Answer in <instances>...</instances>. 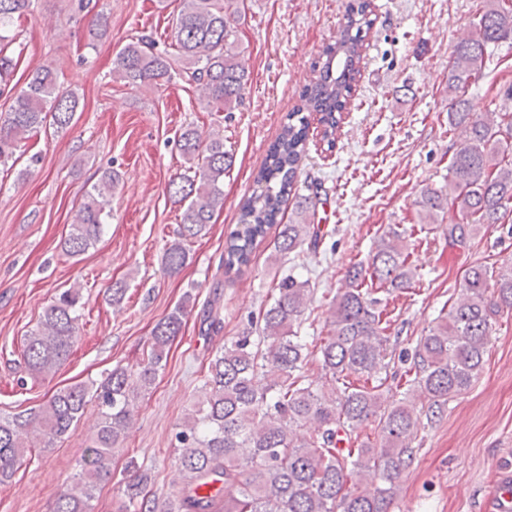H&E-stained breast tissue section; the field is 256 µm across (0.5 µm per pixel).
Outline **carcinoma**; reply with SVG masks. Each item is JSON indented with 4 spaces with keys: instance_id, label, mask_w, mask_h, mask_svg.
Listing matches in <instances>:
<instances>
[{
    "instance_id": "1",
    "label": "carcinoma",
    "mask_w": 512,
    "mask_h": 512,
    "mask_svg": "<svg viewBox=\"0 0 512 512\" xmlns=\"http://www.w3.org/2000/svg\"><path fill=\"white\" fill-rule=\"evenodd\" d=\"M31 0H0V87L8 86L15 64L7 55L14 18ZM369 0H349L340 42L327 55L319 77L303 104L288 113L266 156L254 193L240 216L241 228L224 249V269L240 270L272 225L280 222L283 202L291 195L305 151L306 112L321 115L324 134H335L352 83L359 72L363 30L371 27ZM238 0H182L174 38L188 81L216 112H231L242 101L249 81L236 51ZM512 39V7L504 0H484L470 36L454 49L448 70V124L462 140L449 165L448 185L423 191L422 224L442 225L448 242L465 245L483 224H499L512 209V111L500 107L484 120L471 119L469 90L484 77L493 49ZM168 54L154 43L131 41L113 61V73L141 88L162 86L172 78ZM79 101L60 88L49 66L32 72L0 112V166L17 160L21 144L50 124L65 129ZM193 175L168 183V192L183 208L179 241L165 251L163 270L179 271L186 263L185 244L206 234L216 208L224 205V173L233 154L216 131L208 139L191 127L177 140ZM120 174L105 173L84 195L63 248L84 254L100 238L112 190ZM311 198L295 203L281 225L277 252L285 254L310 235ZM405 232L396 228L375 242L372 262L353 265L332 302L327 334L317 352L309 350L299 328L307 306L308 283L287 276L269 305L259 309L255 334L237 337L209 359L203 398L192 406L175 433L184 486L175 509L159 508L160 498L148 490V474L134 458L128 476L117 482L116 512H391L395 481L411 463L422 419L442 417L448 402L470 388L485 366L494 325L512 314V263L497 269L477 263L464 275L460 298L438 316L411 352H403L405 370L390 371L388 327L374 289L392 293L410 287L415 277L403 252ZM82 289L57 294L34 328L24 336L22 375L17 383L37 380L62 365L78 340ZM193 297L185 295L152 329L146 359L134 368L116 366L98 382L55 391L25 411L0 415V484L32 459L75 431L89 404L98 421L73 481L56 499L52 512H92L98 485L112 480V453L132 424L138 391L153 385L168 362ZM340 387L325 393L305 372L310 357ZM405 387L389 404L381 388L387 381ZM421 401L416 410L414 401ZM372 426L374 439L360 440Z\"/></svg>"
}]
</instances>
